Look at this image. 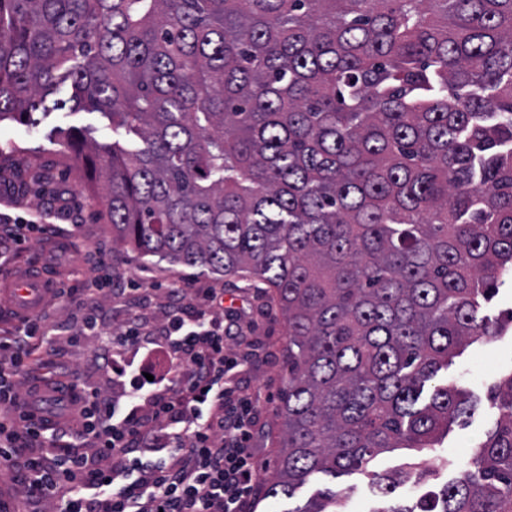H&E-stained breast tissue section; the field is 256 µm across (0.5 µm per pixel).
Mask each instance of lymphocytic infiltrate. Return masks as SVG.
I'll use <instances>...</instances> for the list:
<instances>
[{"label": "lymphocytic infiltrate", "instance_id": "lymphocytic-infiltrate-1", "mask_svg": "<svg viewBox=\"0 0 512 512\" xmlns=\"http://www.w3.org/2000/svg\"><path fill=\"white\" fill-rule=\"evenodd\" d=\"M181 292L169 288L160 328L136 317L109 337L103 358L123 400L82 387L62 415L33 381L68 371L54 347L56 323L40 311L0 332V465L16 468L21 484L20 497L0 492V512H15L20 498L55 501L59 512H251L262 471L250 446L255 404L235 398L228 379L239 365L225 351L231 328L208 317L224 291L207 290L201 310ZM51 294L81 313L72 340L96 335L97 280L78 296Z\"/></svg>", "mask_w": 512, "mask_h": 512}]
</instances>
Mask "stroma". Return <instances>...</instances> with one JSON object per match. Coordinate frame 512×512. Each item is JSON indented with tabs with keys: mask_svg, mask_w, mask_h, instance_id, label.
<instances>
[{
	"mask_svg": "<svg viewBox=\"0 0 512 512\" xmlns=\"http://www.w3.org/2000/svg\"><path fill=\"white\" fill-rule=\"evenodd\" d=\"M76 129L89 131L100 142L112 139L109 122L99 113L85 110L66 108L41 113L32 124L0 122V213L14 220L31 212L53 210L46 234L34 235L28 252H40L49 234L68 240L65 252L49 258L66 276L68 287L77 285L71 270L82 271L87 279L94 277V251H103L109 258L117 275L115 285L124 294L102 297L98 310L100 335L117 333L133 311L139 312L149 325H163L171 282L183 287L184 301L189 305L198 303L203 289H223L224 316L236 319L243 335L242 340L228 341L226 349L241 357L236 378L245 393L259 401L253 446L261 464L274 463L281 424L274 414L273 401L285 383L287 338L283 315L277 307L267 306L249 281L201 275L113 244L112 227L88 194L84 167L66 145ZM63 348L80 384L97 389L104 396H119L121 388L113 384L112 372L103 363L97 337L85 336L78 342L64 343ZM511 375L512 327L466 347L443 376L467 391L476 407L466 419L449 428L436 448L428 450V458L437 466L434 476L412 478L390 497H382L373 489V476L403 467L408 456L403 450L381 454L370 461L366 471L337 478V486L347 491L348 512H378L391 502L410 505L455 480L475 441L495 427L499 412L490 393Z\"/></svg>",
	"mask_w": 512,
	"mask_h": 512,
	"instance_id": "35a3bbf8",
	"label": "stroma"
}]
</instances>
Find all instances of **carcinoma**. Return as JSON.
<instances>
[{
  "instance_id": "1",
  "label": "carcinoma",
  "mask_w": 512,
  "mask_h": 512,
  "mask_svg": "<svg viewBox=\"0 0 512 512\" xmlns=\"http://www.w3.org/2000/svg\"><path fill=\"white\" fill-rule=\"evenodd\" d=\"M65 83L112 124L69 141L112 242L261 283L285 316L264 496L470 414L438 374L512 324L487 309L512 265V0H0V121ZM492 399L460 476L388 512H512V375Z\"/></svg>"
}]
</instances>
